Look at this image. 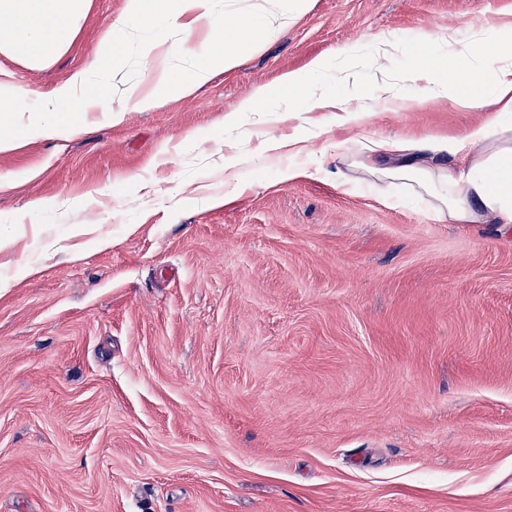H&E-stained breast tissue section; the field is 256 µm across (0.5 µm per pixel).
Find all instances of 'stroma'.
<instances>
[{
    "label": "stroma",
    "instance_id": "stroma-1",
    "mask_svg": "<svg viewBox=\"0 0 512 512\" xmlns=\"http://www.w3.org/2000/svg\"><path fill=\"white\" fill-rule=\"evenodd\" d=\"M248 4L221 3L235 69L158 90L139 43L117 44L155 107L86 113L76 135L29 112L40 134L0 152V512H512V227L448 223L350 168L385 139L459 165L429 143L487 113L225 122L316 58L372 92L384 39L413 94L430 34L494 51L512 0H309L274 38ZM126 9L87 0L48 66L0 52V70L52 93ZM291 132L313 152L233 180L215 166L224 141L250 154ZM273 93L265 88H258L251 97L243 101L237 108L232 110L228 116V123L235 124L237 121L236 112H266L262 110L273 99Z\"/></svg>",
    "mask_w": 512,
    "mask_h": 512
}]
</instances>
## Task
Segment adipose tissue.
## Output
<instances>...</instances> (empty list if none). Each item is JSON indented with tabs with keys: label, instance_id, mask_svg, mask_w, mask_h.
I'll return each mask as SVG.
<instances>
[{
	"label": "adipose tissue",
	"instance_id": "adipose-tissue-1",
	"mask_svg": "<svg viewBox=\"0 0 512 512\" xmlns=\"http://www.w3.org/2000/svg\"><path fill=\"white\" fill-rule=\"evenodd\" d=\"M120 26L106 32L92 69L74 72L52 94L31 101L30 92L0 79V126L29 107L41 112H67L72 116L98 110L108 112L113 99L138 107L150 106L152 94L139 91L119 78L113 49L131 32L149 33L180 27L183 18L202 23L207 40L199 47L189 43L169 46L155 41L144 52L145 61H157L154 83L164 86L174 80L172 58L188 60L178 80L183 89L207 84L216 72L238 64L236 51L224 46V20L212 10V0H128ZM86 0H0V18L9 27L0 28V51L23 55L37 68L48 65L67 45L74 29L85 17ZM470 59L451 79L438 76L433 58L417 62L412 80L425 102L452 100L465 108H485L494 117L476 124L459 136L436 140L433 149L461 156V168L429 164L414 142L395 139L373 143L371 163H357L364 176L386 186L401 184L418 198L427 199L438 217L452 224H482L493 221L512 225V40L501 42L492 53L470 50ZM324 70L320 60L306 69L285 74L276 90L257 89L229 114L236 123L238 112L261 111L272 97L291 100L298 112L331 113L337 125L358 124L375 111L379 100L394 99L389 86H382L378 98L343 96L325 92L318 84Z\"/></svg>",
	"mask_w": 512,
	"mask_h": 512
}]
</instances>
